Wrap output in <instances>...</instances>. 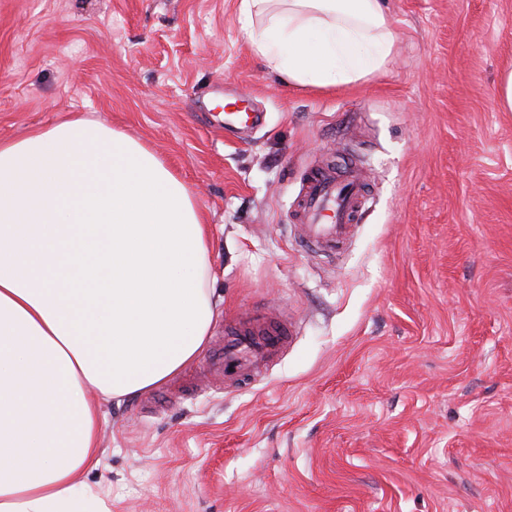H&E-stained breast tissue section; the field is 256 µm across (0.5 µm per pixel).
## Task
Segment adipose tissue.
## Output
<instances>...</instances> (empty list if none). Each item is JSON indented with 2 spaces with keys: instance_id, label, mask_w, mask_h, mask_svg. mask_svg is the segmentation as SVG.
<instances>
[{
  "instance_id": "ef3b65f1",
  "label": "adipose tissue",
  "mask_w": 512,
  "mask_h": 512,
  "mask_svg": "<svg viewBox=\"0 0 512 512\" xmlns=\"http://www.w3.org/2000/svg\"><path fill=\"white\" fill-rule=\"evenodd\" d=\"M254 54L296 87L381 72L383 0H239ZM218 315L209 230L154 150L73 113L0 140V512H112L85 481L101 412L204 351Z\"/></svg>"
}]
</instances>
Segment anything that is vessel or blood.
I'll list each match as a JSON object with an SVG mask.
<instances>
[{
    "mask_svg": "<svg viewBox=\"0 0 512 512\" xmlns=\"http://www.w3.org/2000/svg\"><path fill=\"white\" fill-rule=\"evenodd\" d=\"M262 115L249 109L226 112L228 127H256ZM367 202L365 186L355 176L341 177L331 169L312 171L297 197L294 219L305 227V247L333 255L345 246L352 224L358 223ZM293 329L287 321H268L264 311L228 322L224 345L210 354L212 376L232 372L235 383L254 380L288 344Z\"/></svg>",
    "mask_w": 512,
    "mask_h": 512,
    "instance_id": "obj_1",
    "label": "vessel or blood"
}]
</instances>
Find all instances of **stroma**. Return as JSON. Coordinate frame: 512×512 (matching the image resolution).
Instances as JSON below:
<instances>
[{
	"instance_id": "35a3bbf8",
	"label": "stroma",
	"mask_w": 512,
	"mask_h": 512,
	"mask_svg": "<svg viewBox=\"0 0 512 512\" xmlns=\"http://www.w3.org/2000/svg\"><path fill=\"white\" fill-rule=\"evenodd\" d=\"M385 2L387 69L317 91L238 0H0V139L79 112L142 140L210 226V344L256 307L296 324L250 385L201 357L102 404L112 512H512V0ZM228 98L261 125L225 129ZM326 158L370 182L332 256L292 219Z\"/></svg>"
}]
</instances>
